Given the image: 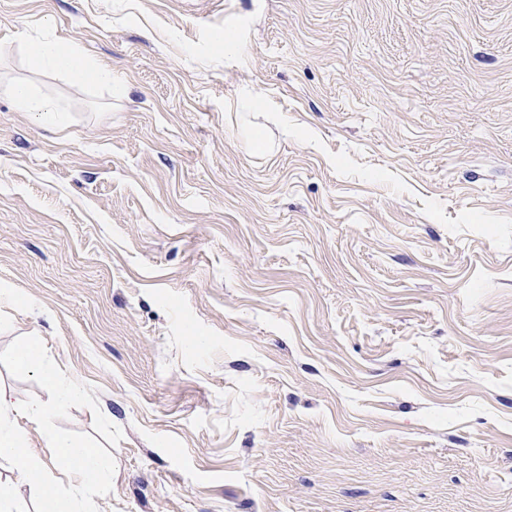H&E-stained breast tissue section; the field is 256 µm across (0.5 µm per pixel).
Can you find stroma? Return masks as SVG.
<instances>
[{"mask_svg": "<svg viewBox=\"0 0 512 512\" xmlns=\"http://www.w3.org/2000/svg\"><path fill=\"white\" fill-rule=\"evenodd\" d=\"M1 288L98 512H512V0H0ZM29 56L37 66H57L67 68L92 80L112 83V71L105 66L86 69L82 66L78 51L72 46L44 42L28 44ZM13 95L22 111L35 112L46 126L59 128L63 124L62 112L53 102L33 95L23 85L14 86Z\"/></svg>", "mask_w": 512, "mask_h": 512, "instance_id": "obj_1", "label": "stroma"}]
</instances>
